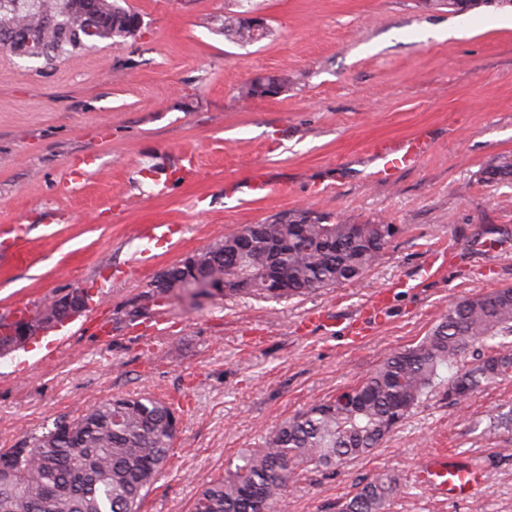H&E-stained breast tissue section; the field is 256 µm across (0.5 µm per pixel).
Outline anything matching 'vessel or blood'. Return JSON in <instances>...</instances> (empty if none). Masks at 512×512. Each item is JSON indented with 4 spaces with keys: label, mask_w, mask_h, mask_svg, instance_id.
<instances>
[{
    "label": "vessel or blood",
    "mask_w": 512,
    "mask_h": 512,
    "mask_svg": "<svg viewBox=\"0 0 512 512\" xmlns=\"http://www.w3.org/2000/svg\"><path fill=\"white\" fill-rule=\"evenodd\" d=\"M431 143L425 135H415L401 140H382L371 147L373 167L369 173L372 182L391 184L404 169L416 164L430 149ZM195 163L192 155H181L167 168L151 164L143 173L152 181H164L173 185L194 174ZM185 228L175 224H144L139 228L141 238L148 241L169 242L174 235L184 234ZM27 230L18 228L11 240L0 241V251L9 253L15 265L28 262ZM415 480L432 494L452 502H475L479 489L489 483L484 466L456 456L434 455L428 457L415 470Z\"/></svg>",
    "instance_id": "b4317fda"
}]
</instances>
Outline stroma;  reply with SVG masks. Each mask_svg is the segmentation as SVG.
Instances as JSON below:
<instances>
[{"label": "stroma", "instance_id": "35a3bbf8", "mask_svg": "<svg viewBox=\"0 0 512 512\" xmlns=\"http://www.w3.org/2000/svg\"><path fill=\"white\" fill-rule=\"evenodd\" d=\"M135 38L101 40L53 66L0 48V238L30 226V258H0V318L19 303L88 290L59 331L0 356V448L112 396L179 402L172 455L142 512H189L203 483L279 422L360 384L387 356L423 340L450 303L512 287V183L482 171L512 155V7L449 10L444 0H252L271 34L224 36L239 0H126ZM287 74L278 96L243 101L259 75ZM429 131L432 151L394 183L374 184L370 148ZM195 154V181L160 196L141 166ZM84 177L73 181L71 168ZM264 169L265 198L239 203L230 183ZM326 186L321 197L313 185ZM349 224L398 228L357 285L275 303L173 299L168 330L134 334L128 300L163 269L224 235L306 208ZM140 224H186L179 243L138 239ZM152 261L133 270L136 250ZM443 271L425 275L430 257ZM389 289L384 320L362 344L309 328L346 321ZM108 323V339L96 327ZM69 335L51 355L50 340ZM512 376L458 404L442 390L371 454L301 472L288 512H337L359 484L395 476L384 512H512ZM486 463L479 501L451 504L413 481L431 453Z\"/></svg>", "mask_w": 512, "mask_h": 512}]
</instances>
